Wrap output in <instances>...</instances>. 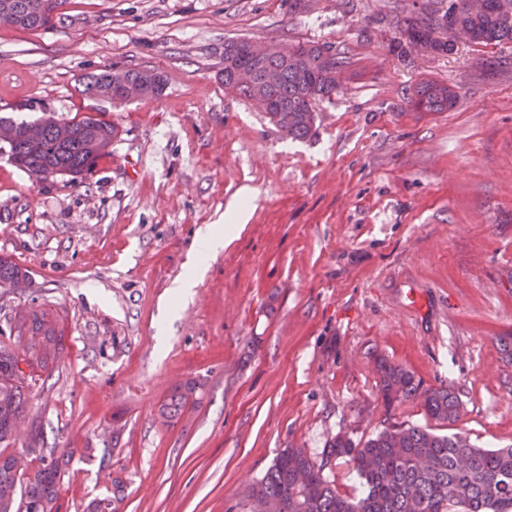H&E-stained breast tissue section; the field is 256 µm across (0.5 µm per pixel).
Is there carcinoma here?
Segmentation results:
<instances>
[{
	"label": "carcinoma",
	"mask_w": 512,
	"mask_h": 512,
	"mask_svg": "<svg viewBox=\"0 0 512 512\" xmlns=\"http://www.w3.org/2000/svg\"><path fill=\"white\" fill-rule=\"evenodd\" d=\"M56 14L33 16L20 29H50L62 21L68 0H57ZM407 16L401 24V39L393 45L400 56L407 53V41L422 40L437 53L453 51L455 28L470 32L476 46L512 44V0H486L485 9L469 14L463 0H425L420 5L403 7ZM332 53L333 66L343 71L349 66L346 53L327 43L297 45L288 59H270L257 65L261 80L272 79L276 111L267 114L276 126L275 117L288 120L293 139H304L312 131L320 101L336 93L339 83L328 75L323 55ZM106 70L88 76L82 93L103 100ZM458 99L455 88L438 82L420 86L410 105L419 112L450 109ZM72 137L58 140L55 121L43 122L46 135L39 150L31 149L26 132L31 122L17 121L0 115V125L11 129L9 141L0 143V152L8 153L11 162L28 174L41 175L42 182L58 178L76 185L85 173L112 156V141L118 131L99 110L77 114L67 120ZM29 271L8 256L0 257V288L8 287ZM23 330L57 353L63 351L64 333L47 320L46 312L34 308L18 323L5 322L0 327V512H60L58 488L75 453L89 460L93 449H65L60 457L55 451L34 456L38 468L23 478L7 462L8 449L15 440L20 422L31 413L30 387L39 372L49 370L50 363L32 367L30 375L16 376L20 361L27 359L30 347ZM378 396L385 411L410 400L419 399L426 415L437 422L452 424L461 416V402L448 386L420 392L421 381L408 369L384 357L375 360ZM202 384L188 380L166 396L158 408L164 425L180 419L194 407ZM346 457L360 479L362 490L355 497L336 491L325 470L335 458ZM125 484L121 477L112 478L110 494L91 500L86 512H119L124 500ZM242 512H512V447L479 448L463 442L458 435H443L430 428L389 424L365 440L354 441L345 434L330 440L323 458L317 461L301 448H286L265 472L250 484L241 503Z\"/></svg>",
	"instance_id": "cac0c4a2"
}]
</instances>
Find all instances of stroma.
I'll return each instance as SVG.
<instances>
[{"instance_id":"1","label":"stroma","mask_w":512,"mask_h":512,"mask_svg":"<svg viewBox=\"0 0 512 512\" xmlns=\"http://www.w3.org/2000/svg\"><path fill=\"white\" fill-rule=\"evenodd\" d=\"M392 3L312 0L293 15L288 0H69L56 27L0 25L5 116L36 119L29 101L90 111L79 89L107 67L166 80L107 107L112 157L80 187L0 154V256L31 276L0 288V307L41 305L65 329L31 412L46 447L107 452L72 459L61 512H84L115 476L121 512H228L283 449L317 458L336 434L388 421L512 446V45L398 57ZM243 38L347 53L307 138L225 91L224 43ZM432 80L456 88L452 109L410 106ZM245 190L247 224L174 300L198 236ZM379 356L455 389L459 420L416 401L385 411ZM198 378L199 403L162 425L166 394Z\"/></svg>"}]
</instances>
